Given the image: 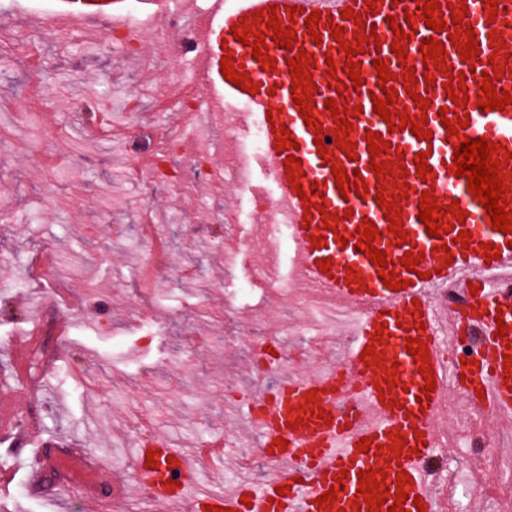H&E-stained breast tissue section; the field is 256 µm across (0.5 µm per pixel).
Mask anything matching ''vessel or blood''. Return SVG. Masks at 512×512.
<instances>
[{"instance_id":"vessel-or-blood-1","label":"vessel or blood","mask_w":512,"mask_h":512,"mask_svg":"<svg viewBox=\"0 0 512 512\" xmlns=\"http://www.w3.org/2000/svg\"><path fill=\"white\" fill-rule=\"evenodd\" d=\"M367 0H235L226 5L225 0H209L210 20L198 23L195 14H184V28L196 45V65L199 80L207 92L210 107L224 111L245 107L247 123L259 126L263 132L260 155L248 154L244 138H237V151L247 157L250 167L258 170L273 189L275 207L271 221L285 225L296 245L298 269L303 278L336 301L361 305L363 315L356 321L354 339L348 348L347 373L357 380L355 393H348L344 383L332 372H318L300 377L281 375L276 390L257 388L250 394V409L257 418L252 431L257 437L261 453L266 454L275 466L274 475L262 489L241 482L230 489H217L206 493L196 490L199 469L203 466L224 465L231 454L220 447L199 450L189 454L177 448L167 437L144 433L136 448L133 474L134 483L146 487L152 501L168 506L191 502L195 512L205 507H219L223 512H323L315 501L324 492L339 489L341 498L334 501V512H367L356 505L359 496L358 474L366 468L381 469L389 491H396L397 473L405 471L408 499L403 507L413 512L416 505H423L425 512H438V494L434 486V468L431 460L437 437L436 421L442 419L447 403L448 387L483 389L484 402L492 419L512 421V373L503 366L504 355H512V293L503 289L508 272L512 271V249L508 248L507 234L493 229L486 219L487 210L468 190L466 177L449 171L455 145L464 138L489 137L491 142L512 150V104L504 110L484 111L478 106L482 96L484 69L489 68L494 54L505 55V72L495 83L497 91L512 95V0H500L496 11L484 8V0H439V11L445 21L443 32L427 28L420 15L424 0H379L378 13H371ZM465 4L466 20L476 31L480 49L472 63H463L456 47L449 43V34L455 27L450 21V8ZM297 6L305 14L292 23L297 38L292 49L278 46L272 39H265L260 50L276 61L275 72L262 69L252 54L251 47L237 41L231 31L239 19L252 17L255 12H270L275 6ZM359 12L360 21L342 18L343 9ZM320 13L323 21L314 30H307L305 15ZM414 13L416 24H407L406 13ZM332 17V24H325V17ZM395 17L407 33V55L398 59L391 50L394 33L387 19ZM130 18L126 0H54L53 21L64 31L84 29L106 21L115 26L126 25ZM375 25L380 43L365 42L364 50L356 56H346L342 43L353 40L358 22ZM343 30L342 41L331 38L332 27ZM497 30L499 49L489 43L490 30ZM319 34V43H312L311 34ZM436 38L444 45L446 65L453 72L462 73L467 88L468 101L452 104L442 85L426 87L424 81V55L419 48L423 40ZM306 50L315 65L309 74L315 83L313 90L312 118L321 124L322 134L310 131L301 116V108L294 103L290 87L293 77L287 64L292 50ZM232 51L236 71L246 74L256 93H248L226 81L221 72L225 51ZM383 60L393 73V87L397 101L391 104V116L401 114L426 117V131L432 140H420L404 129L389 130L386 121L374 110L371 93L379 91V81L373 67L374 60ZM359 64L364 80L359 89L337 93L329 88L330 79L344 81L346 63ZM335 66L334 76H327L328 66ZM414 67L416 83L405 89L402 75L405 67ZM429 100L428 108H421L419 99ZM334 100L336 107L362 106L359 115L351 117L349 141L354 146L356 160H349L336 146L333 132L335 120L325 107L326 100ZM467 111L468 127L459 129L457 135L448 136L441 123L442 117H454ZM282 125L294 134L297 148L295 157L301 161L302 176L298 185H291L284 165L285 157L276 149L273 126ZM382 135L391 146L385 160L400 159L404 162V180L409 192L394 189L402 209V229L407 243H399L389 230L385 210L376 201L380 185L370 163L367 132ZM326 147L327 158H320L319 147ZM426 152V164L431 169L430 178L423 179L415 164L418 152ZM342 164L346 171H360L367 184L364 197H357L355 190L340 194L332 174L333 163ZM317 186L316 195L301 201L298 188ZM431 191L440 205L458 203L467 214L461 229L443 234L442 250H435L438 242L430 237L423 222L419 221V204L423 191ZM352 210L351 218H344V210ZM338 214L336 230L328 231L322 221L323 212ZM370 221L380 235L378 249L384 250L388 261L393 262L398 278L406 280L405 288L388 289L378 276V268L363 252L357 251L359 236L357 226ZM471 234L468 246L458 244L460 230ZM342 232L346 246L334 240L335 232ZM324 236V247H315L313 236ZM493 242L499 258L486 260L483 245ZM421 255L417 271L411 272L401 263L405 253ZM332 259L329 271H322L319 262ZM410 321V328H402V321ZM386 322L383 342L379 349L382 365L367 366L362 354L372 341L378 322ZM508 327L506 337L496 334L498 323ZM425 342L428 350L427 367L434 374V390L427 405H420L425 380L412 355L407 353L408 338ZM488 345L489 350L475 356V367L462 366L461 348L465 342ZM394 371L398 385L393 393L396 404L380 402L376 382L384 380L387 371ZM471 376V383H464V376ZM317 391L316 402L306 403L305 396ZM303 418L297 428L288 422ZM404 434L408 449L398 458L376 455L375 446L390 447L391 433ZM286 439V446H279V439ZM371 439L374 448L368 452L357 449L361 439ZM154 455V463H147V455ZM39 470L54 468L65 478V485L72 492L85 490L93 484L112 489V473L101 461L92 458L84 449L64 446L55 454L38 452ZM348 472L343 484H336L334 476ZM287 487L286 496H278L277 487Z\"/></svg>"}]
</instances>
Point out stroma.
Here are the masks:
<instances>
[{"label":"stroma","mask_w":512,"mask_h":512,"mask_svg":"<svg viewBox=\"0 0 512 512\" xmlns=\"http://www.w3.org/2000/svg\"><path fill=\"white\" fill-rule=\"evenodd\" d=\"M173 39L145 29L136 54L103 58L95 40L72 31L45 38L44 28L16 13L0 28V49L19 78L0 83V400L14 406V444L0 445L12 476L0 512H162L132 489L133 449L118 447L127 434L125 411L92 384L102 369L136 378L132 403L142 430L199 447L204 433L224 436L233 422L224 408V294L235 280L267 263L266 241L252 235L266 222L270 193L253 195L228 180L198 179L187 162L173 161L162 189L145 180L150 154L127 160L124 146L152 130L154 143L185 140L186 154L205 156L210 167L229 162L232 145L222 129L179 112L173 102L190 95L204 101L196 65L178 57ZM96 97L112 114V132L100 142H74L70 124L85 98ZM139 115L131 117L130 103ZM231 214L239 239L248 240L233 272L224 255L234 250L214 211ZM47 249L56 269L43 309L27 305V258ZM303 289L272 296L259 311L270 331L285 319L304 318ZM35 342H28L30 330ZM187 337L186 359L164 345L165 335ZM27 345L38 384L21 390L13 376L15 351ZM72 444L104 458L120 495L87 491L62 500L55 470L38 491L27 488L32 456L29 435ZM441 501L462 502L465 512H512V472L502 474L491 499L460 501L478 472L449 454Z\"/></svg>","instance_id":"35a3bbf8"}]
</instances>
